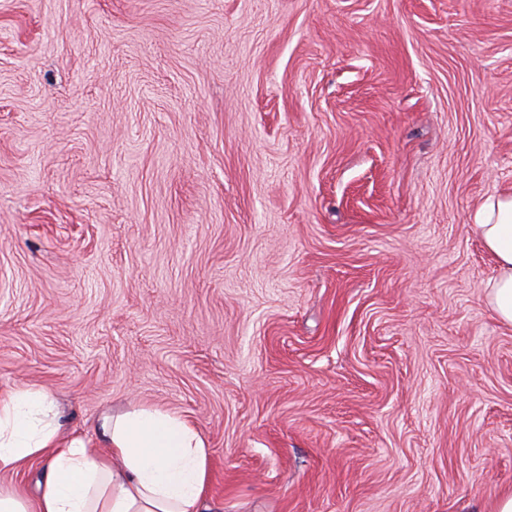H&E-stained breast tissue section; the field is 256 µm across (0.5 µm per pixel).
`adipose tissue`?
I'll use <instances>...</instances> for the list:
<instances>
[{"label": "adipose tissue", "mask_w": 512, "mask_h": 512, "mask_svg": "<svg viewBox=\"0 0 512 512\" xmlns=\"http://www.w3.org/2000/svg\"><path fill=\"white\" fill-rule=\"evenodd\" d=\"M474 221L495 264L487 303L512 326V191L487 197ZM36 460L35 491L3 483ZM210 473L206 441L180 414L136 405L103 414L88 436L68 431L45 388L0 393V512H222L207 493Z\"/></svg>", "instance_id": "adipose-tissue-1"}]
</instances>
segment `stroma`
Segmentation results:
<instances>
[{"mask_svg":"<svg viewBox=\"0 0 512 512\" xmlns=\"http://www.w3.org/2000/svg\"><path fill=\"white\" fill-rule=\"evenodd\" d=\"M512 0H0V391L150 404L223 512H492ZM474 231L494 260L487 303L496 318L512 326V191L487 197L477 208Z\"/></svg>","mask_w":512,"mask_h":512,"instance_id":"stroma-1","label":"stroma"}]
</instances>
